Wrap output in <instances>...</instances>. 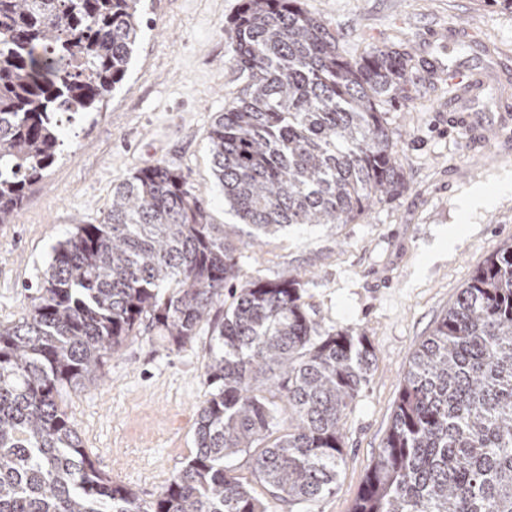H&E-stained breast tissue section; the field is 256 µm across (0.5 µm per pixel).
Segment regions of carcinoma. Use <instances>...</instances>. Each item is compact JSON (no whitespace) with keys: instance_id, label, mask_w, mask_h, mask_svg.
Instances as JSON below:
<instances>
[{"instance_id":"obj_1","label":"carcinoma","mask_w":512,"mask_h":512,"mask_svg":"<svg viewBox=\"0 0 512 512\" xmlns=\"http://www.w3.org/2000/svg\"><path fill=\"white\" fill-rule=\"evenodd\" d=\"M140 31L141 0H0L1 224L54 164L63 122L123 81ZM230 38L246 85L208 138L253 242L350 224L405 189L383 105L412 100L410 55L347 58L298 0H243ZM207 207L176 169L135 170L98 223L55 248L28 315L0 329V512H269L224 466L239 452L290 506L336 488L373 351L320 331L299 274L241 284L206 363L197 451L156 500L100 473L57 402L143 324L182 346L239 280L236 225L210 223ZM352 512H512V244L412 354Z\"/></svg>"}]
</instances>
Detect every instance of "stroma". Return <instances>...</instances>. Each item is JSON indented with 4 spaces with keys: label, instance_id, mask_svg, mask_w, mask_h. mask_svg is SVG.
<instances>
[{
    "label": "stroma",
    "instance_id": "stroma-1",
    "mask_svg": "<svg viewBox=\"0 0 512 512\" xmlns=\"http://www.w3.org/2000/svg\"><path fill=\"white\" fill-rule=\"evenodd\" d=\"M336 36L342 53L401 46L416 63L409 105L389 106L405 190L350 224H304L253 243L240 232L241 280L304 275L303 300L322 331L366 337L373 364L343 420L344 461L335 490L294 509L351 512L382 447L411 353L429 336L476 268L512 242V111L490 90L512 93V10L484 0H299ZM242 0H142V25L123 82L86 121L64 125L62 152L0 224V327L34 303L55 247L94 224L112 189L136 169L165 163L208 201L210 221L234 224L213 175L208 132L240 93L224 31ZM478 71L473 93L448 83V64ZM483 122L476 140L453 116ZM494 191L467 220L471 189ZM459 228L452 246L441 243ZM225 303L181 347L141 329L94 381L64 387L58 402L95 467L155 500L195 452L197 411L209 398L205 366Z\"/></svg>",
    "mask_w": 512,
    "mask_h": 512
}]
</instances>
